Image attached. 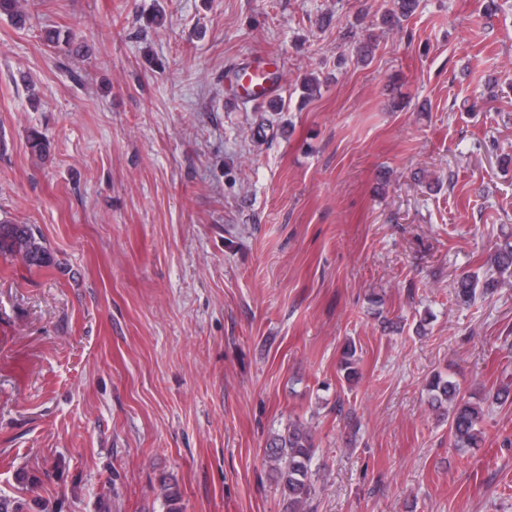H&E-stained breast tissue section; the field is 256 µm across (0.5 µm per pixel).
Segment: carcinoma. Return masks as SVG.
<instances>
[{"instance_id":"obj_1","label":"carcinoma","mask_w":512,"mask_h":512,"mask_svg":"<svg viewBox=\"0 0 512 512\" xmlns=\"http://www.w3.org/2000/svg\"><path fill=\"white\" fill-rule=\"evenodd\" d=\"M417 6L416 0H393L392 7L382 18L389 30H401ZM21 0H0V15L17 23L25 21L20 11ZM0 254L21 258L29 268L42 269L51 265L52 257L42 234L31 224H16L0 220ZM499 274L512 276V242L499 244L491 257ZM499 279L481 277L476 273L461 276L455 286L456 299L467 303L478 295H488L498 287ZM344 379L352 383L359 375L356 348L349 344L340 362ZM426 390L433 407L445 412L451 445L454 448H477L484 441L486 414L480 404L460 397V387L437 372L427 380ZM315 448L308 428L299 420L288 423L285 434L276 435L265 453V464L274 474L284 512H310L315 495L312 461Z\"/></svg>"}]
</instances>
